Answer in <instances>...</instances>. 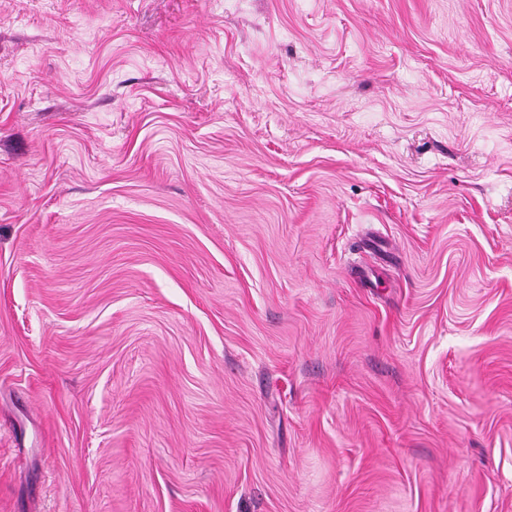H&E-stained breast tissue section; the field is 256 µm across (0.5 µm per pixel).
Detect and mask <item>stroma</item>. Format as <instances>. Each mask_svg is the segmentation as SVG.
<instances>
[{"label":"stroma","instance_id":"obj_1","mask_svg":"<svg viewBox=\"0 0 512 512\" xmlns=\"http://www.w3.org/2000/svg\"><path fill=\"white\" fill-rule=\"evenodd\" d=\"M0 512H512V0H0Z\"/></svg>","mask_w":512,"mask_h":512}]
</instances>
